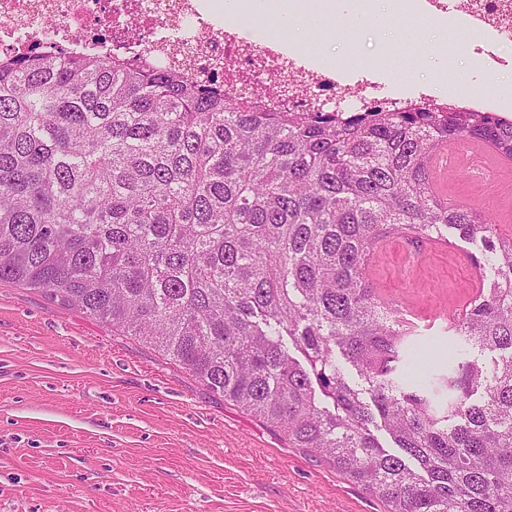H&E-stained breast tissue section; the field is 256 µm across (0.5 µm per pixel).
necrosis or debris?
Masks as SVG:
<instances>
[{
  "label": "necrosis or debris",
  "mask_w": 512,
  "mask_h": 512,
  "mask_svg": "<svg viewBox=\"0 0 512 512\" xmlns=\"http://www.w3.org/2000/svg\"><path fill=\"white\" fill-rule=\"evenodd\" d=\"M235 21L224 18V0H0V54L33 45L67 54L86 51L150 54L161 67L180 68L192 80L221 69L224 87L262 88L267 106L309 111L343 97L369 106L381 103V69L357 74L312 64L303 46L279 48L270 17L290 5L307 13L337 11L338 0H269L265 13L239 0ZM395 18L448 22L469 37L465 45L481 73L496 77L512 49V0H390Z\"/></svg>",
  "instance_id": "necrosis-or-debris-1"
}]
</instances>
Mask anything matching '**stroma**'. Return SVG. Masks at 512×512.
Returning a JSON list of instances; mask_svg holds the SVG:
<instances>
[{
    "label": "stroma",
    "mask_w": 512,
    "mask_h": 512,
    "mask_svg": "<svg viewBox=\"0 0 512 512\" xmlns=\"http://www.w3.org/2000/svg\"><path fill=\"white\" fill-rule=\"evenodd\" d=\"M359 40L333 18L284 15L282 43L381 61L400 84L440 98L512 95V71L488 81L436 24L404 29L387 10ZM449 201L485 207L512 229V187L480 189L467 168ZM468 247L435 246L413 262L393 238L371 256V288L417 318L466 305L480 283ZM384 505L275 428L227 402L135 337L37 289L0 282V512H384Z\"/></svg>",
    "instance_id": "stroma-1"
}]
</instances>
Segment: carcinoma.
<instances>
[{"label":"carcinoma","mask_w":512,"mask_h":512,"mask_svg":"<svg viewBox=\"0 0 512 512\" xmlns=\"http://www.w3.org/2000/svg\"><path fill=\"white\" fill-rule=\"evenodd\" d=\"M455 140L512 159V119L275 112L254 88L35 44L0 58V282L151 344L386 512H512V236L432 192ZM406 231L458 237L488 281L453 325L446 407L405 380L432 350L364 276ZM485 350L503 355L468 358Z\"/></svg>","instance_id":"carcinoma-1"}]
</instances>
